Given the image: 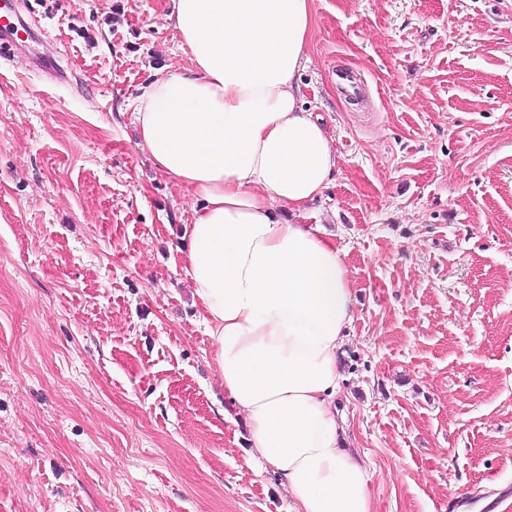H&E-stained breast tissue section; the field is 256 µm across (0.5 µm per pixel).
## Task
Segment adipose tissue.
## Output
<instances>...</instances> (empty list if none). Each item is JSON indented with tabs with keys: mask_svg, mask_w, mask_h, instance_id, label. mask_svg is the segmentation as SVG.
I'll use <instances>...</instances> for the list:
<instances>
[{
	"mask_svg": "<svg viewBox=\"0 0 512 512\" xmlns=\"http://www.w3.org/2000/svg\"><path fill=\"white\" fill-rule=\"evenodd\" d=\"M311 2L171 0L190 65L142 87L133 116L139 147L200 202L185 271L254 459L290 512H372L368 463L336 410L348 270L319 225L297 221L337 165L297 81Z\"/></svg>",
	"mask_w": 512,
	"mask_h": 512,
	"instance_id": "1",
	"label": "adipose tissue"
}]
</instances>
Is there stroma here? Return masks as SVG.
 Instances as JSON below:
<instances>
[{"label":"stroma","mask_w":512,"mask_h":512,"mask_svg":"<svg viewBox=\"0 0 512 512\" xmlns=\"http://www.w3.org/2000/svg\"><path fill=\"white\" fill-rule=\"evenodd\" d=\"M17 7L69 80L0 58V512H288L178 252L199 202L137 145L140 88L187 63L170 0ZM312 13L298 81L337 167L300 221L356 300L337 407L372 512L512 492V0Z\"/></svg>","instance_id":"stroma-1"}]
</instances>
